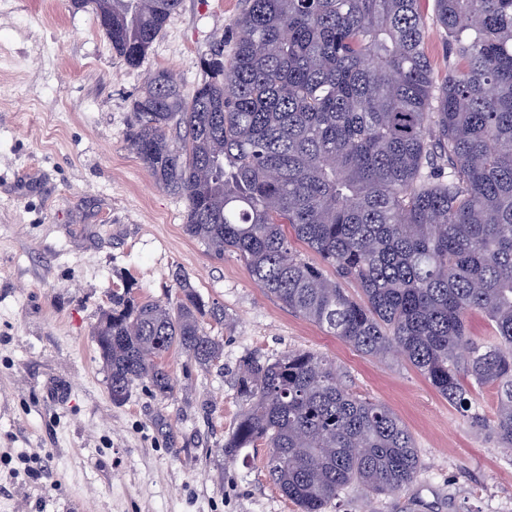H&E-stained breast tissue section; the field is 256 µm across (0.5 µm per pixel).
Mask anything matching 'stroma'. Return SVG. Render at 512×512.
<instances>
[{"label": "stroma", "instance_id": "1", "mask_svg": "<svg viewBox=\"0 0 512 512\" xmlns=\"http://www.w3.org/2000/svg\"><path fill=\"white\" fill-rule=\"evenodd\" d=\"M245 0H182L140 66L113 52L91 9L0 0V512H297L266 451L222 448L242 409L244 357L308 351L335 361L354 394L385 403L414 436L420 467L394 495L350 484L326 512H512V464L414 369L367 357L265 294L235 254L183 230L185 203L131 150L134 99L150 73L184 90ZM189 278L224 325L211 367L165 359L175 388L148 383L114 403L92 338L113 290L172 302Z\"/></svg>", "mask_w": 512, "mask_h": 512}]
</instances>
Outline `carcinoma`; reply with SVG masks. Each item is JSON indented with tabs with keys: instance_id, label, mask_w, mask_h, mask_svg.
<instances>
[{
	"instance_id": "obj_1",
	"label": "carcinoma",
	"mask_w": 512,
	"mask_h": 512,
	"mask_svg": "<svg viewBox=\"0 0 512 512\" xmlns=\"http://www.w3.org/2000/svg\"><path fill=\"white\" fill-rule=\"evenodd\" d=\"M181 2L73 0L129 67ZM421 2L246 0L230 55L219 41L191 93L168 70L149 78L128 140L185 199L188 236L238 254L265 293L362 354L408 362L512 464V0H433L441 76ZM286 225L322 264L293 249ZM179 287L173 305L129 285L112 294L93 336L114 402L143 380L168 397L174 348L202 367L219 358L201 322H224L223 309ZM474 312L494 328L484 342L470 336ZM235 385L245 408L224 454L267 449L270 480L299 512H324L353 482L374 496L416 478L411 431L332 360L248 357ZM487 386L491 420L473 396ZM422 11L426 21L425 50L435 65V70L443 74L446 69L444 51V32L434 23V4L432 0L422 4Z\"/></svg>"
}]
</instances>
